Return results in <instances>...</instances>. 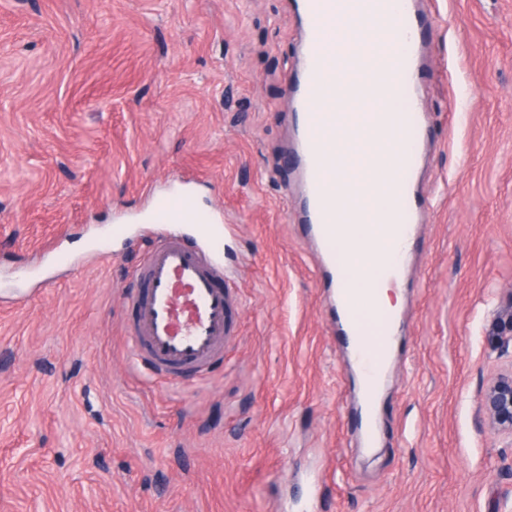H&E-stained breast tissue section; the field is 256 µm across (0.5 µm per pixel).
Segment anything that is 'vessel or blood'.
<instances>
[{
	"label": "vessel or blood",
	"instance_id": "obj_1",
	"mask_svg": "<svg viewBox=\"0 0 512 512\" xmlns=\"http://www.w3.org/2000/svg\"><path fill=\"white\" fill-rule=\"evenodd\" d=\"M356 21L361 42H338L337 9ZM304 35L299 50L295 100L299 138L298 177L305 199V220L325 246L328 262L336 260V214L330 205L329 176L324 167L333 115L319 102L336 81V65L383 86L402 107L404 122L416 119L415 92L420 78L416 45L417 0H299ZM412 150L402 151L392 175L399 186L397 222L385 255L388 271L402 265L422 206L415 194ZM140 223L156 227V240L135 269L138 283L127 306L133 328L130 352L139 368L164 384L208 378L223 364L224 351L235 340L238 306L224 286L218 260L224 227L212 214L198 210L190 192L172 191L153 198ZM362 305L349 297L339 316V331L353 336ZM394 347L393 331L383 326L373 349L353 351L363 374L361 412L366 435L379 399L383 360Z\"/></svg>",
	"mask_w": 512,
	"mask_h": 512
}]
</instances>
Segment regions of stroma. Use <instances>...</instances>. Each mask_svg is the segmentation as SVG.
Returning a JSON list of instances; mask_svg holds the SVG:
<instances>
[{"label": "stroma", "instance_id": "1", "mask_svg": "<svg viewBox=\"0 0 512 512\" xmlns=\"http://www.w3.org/2000/svg\"><path fill=\"white\" fill-rule=\"evenodd\" d=\"M289 0H0V512H512L478 411L512 354V0H424L421 214L380 439L298 215ZM224 216L239 338L203 386L133 371L132 223ZM486 336L498 350L512 352V289H508V300L490 312V324Z\"/></svg>", "mask_w": 512, "mask_h": 512}]
</instances>
